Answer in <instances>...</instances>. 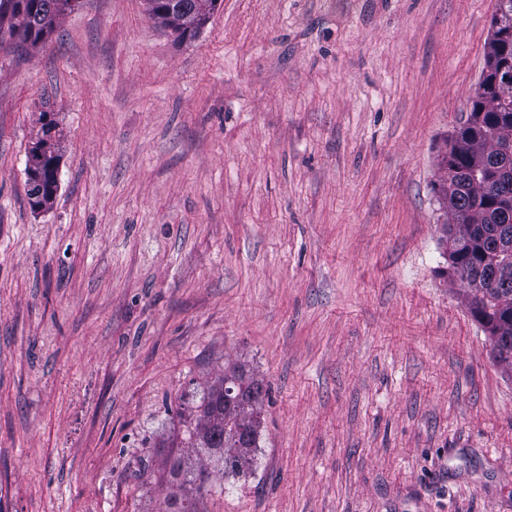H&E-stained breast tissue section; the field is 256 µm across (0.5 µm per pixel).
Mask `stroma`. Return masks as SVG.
<instances>
[{"label":"stroma","mask_w":512,"mask_h":512,"mask_svg":"<svg viewBox=\"0 0 512 512\" xmlns=\"http://www.w3.org/2000/svg\"><path fill=\"white\" fill-rule=\"evenodd\" d=\"M496 7L222 0L182 42L81 0L0 44V512H156L233 366L261 434L199 512H512V370L437 194Z\"/></svg>","instance_id":"1"}]
</instances>
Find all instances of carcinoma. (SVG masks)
Wrapping results in <instances>:
<instances>
[{
    "label": "carcinoma",
    "instance_id": "obj_1",
    "mask_svg": "<svg viewBox=\"0 0 512 512\" xmlns=\"http://www.w3.org/2000/svg\"><path fill=\"white\" fill-rule=\"evenodd\" d=\"M79 0H0V27L20 47L34 48L53 31L57 21ZM183 12H171L161 4L149 10L152 19L172 27L178 38L191 40L201 27L194 24L200 13L211 14L217 0H179ZM512 60V37L493 30L487 47V69L480 81L483 91L471 98L470 112L452 136L445 166L448 179L439 184V197L448 200L450 217L441 241L448 253L449 274L472 293L470 311L488 333L491 344L512 343V280L496 276L502 258L493 248V233L502 224L512 227V156L495 168L484 160L501 155L505 139L512 136V89L493 84L500 61ZM52 126L42 127L36 145L47 157L60 160ZM200 403L188 407L196 414L188 429L187 447L195 465L177 456L170 464L176 490L157 512H198L196 496L212 473L239 472L248 461L258 436V417L263 407V387L236 369L224 373L201 393Z\"/></svg>",
    "mask_w": 512,
    "mask_h": 512
}]
</instances>
